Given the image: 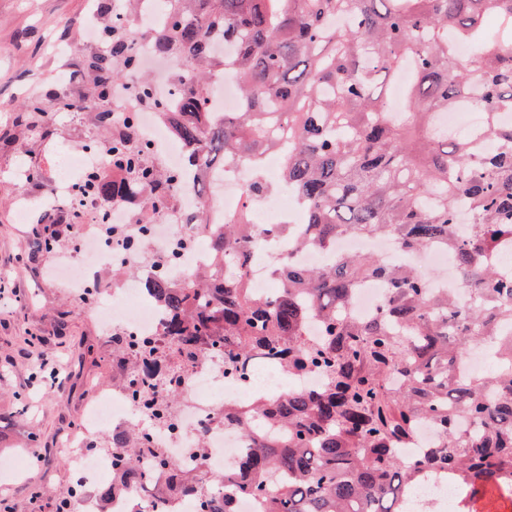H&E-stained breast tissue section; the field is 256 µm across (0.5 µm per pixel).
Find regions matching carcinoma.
Returning <instances> with one entry per match:
<instances>
[{
    "instance_id": "carcinoma-1",
    "label": "carcinoma",
    "mask_w": 512,
    "mask_h": 512,
    "mask_svg": "<svg viewBox=\"0 0 512 512\" xmlns=\"http://www.w3.org/2000/svg\"><path fill=\"white\" fill-rule=\"evenodd\" d=\"M158 2L167 25L152 37L155 51L194 69L180 103L191 116L180 137L198 147L188 163L217 171L248 157L257 167L285 141L281 182L305 211L310 244L329 252L343 231L389 234L410 252L434 243L454 252L468 288L457 304L432 296L419 271L354 255L319 269L290 263L277 270L276 297L259 299L244 281L248 214L229 219L212 241L224 261L222 303L211 305L204 277L157 289L167 335L186 348L224 344L230 369L262 353L296 371L316 367L325 383L255 407L253 447L224 482L258 499L261 512H406V495L428 477L459 486V512H477L482 490L512 498V335H499L512 328V278L487 258L512 251V121H502L512 115V0ZM110 24L109 54L86 62L104 132L112 85L132 66L128 34ZM403 69L413 80L393 113L379 84ZM227 70L238 74L243 109L220 124L198 122L211 81ZM49 100L25 106L31 145L53 128L49 109L69 108L61 88ZM465 102L485 113L468 136L439 120ZM416 128L431 134L420 154L409 147ZM140 152L128 135L112 146V162L133 182L147 175ZM172 180L160 171L144 187L152 208L164 205ZM370 278L385 282L388 299L379 317L359 321L346 308ZM312 319L324 330L313 343L303 335ZM489 339L501 349L494 368L463 373L466 352ZM420 412L447 441L409 460L398 444ZM140 451L133 433L116 465L136 470ZM156 462L174 473L166 492L193 491L174 460Z\"/></svg>"
}]
</instances>
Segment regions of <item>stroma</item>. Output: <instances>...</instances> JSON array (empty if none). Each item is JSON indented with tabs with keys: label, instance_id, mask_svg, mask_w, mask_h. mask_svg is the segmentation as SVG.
Returning a JSON list of instances; mask_svg holds the SVG:
<instances>
[{
	"label": "stroma",
	"instance_id": "obj_1",
	"mask_svg": "<svg viewBox=\"0 0 512 512\" xmlns=\"http://www.w3.org/2000/svg\"><path fill=\"white\" fill-rule=\"evenodd\" d=\"M92 0H0V433L20 437L37 432L40 448H15L23 471L0 479V495L14 512H31L32 486L60 490L71 471L58 446L74 434L80 411L94 385L111 384L112 340L92 311L61 282L47 274L50 255L31 254V227L15 220L16 198L26 187L50 191L51 176L41 171L26 182L13 152L24 131V106L58 87L87 89L82 45ZM56 358L68 377L61 395L29 388L37 366L19 352L31 339Z\"/></svg>",
	"mask_w": 512,
	"mask_h": 512
}]
</instances>
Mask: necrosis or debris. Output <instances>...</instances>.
Returning <instances> with one entry per match:
<instances>
[{
	"instance_id": "1",
	"label": "necrosis or debris",
	"mask_w": 512,
	"mask_h": 512,
	"mask_svg": "<svg viewBox=\"0 0 512 512\" xmlns=\"http://www.w3.org/2000/svg\"><path fill=\"white\" fill-rule=\"evenodd\" d=\"M136 19L141 32L130 51L138 64L127 71L119 91L112 93V109L135 116L136 130L155 164L179 171L166 206L148 209L140 191L126 194L111 206L102 205L94 189L88 188L89 179L119 184L124 172L108 164L106 150L89 127L84 110L73 114L74 149L60 153L51 143L19 147L20 153L37 161L48 154L55 157L52 191L39 196L38 202L61 218L71 245L64 263L53 268V276L62 278L85 304L110 311L103 330L122 335L126 343L124 357L112 364L120 374L119 384L98 390L85 410L81 435L65 442L74 474L66 494L68 512H100L94 488L103 475L116 473L112 450L94 448V433L115 438L135 430L142 433L151 447L175 459L181 472L199 482L197 491L166 500V512H198L202 497L223 494L224 474L236 469L249 446L230 412L251 409L289 390L306 391L323 384L321 371L292 372L275 358L257 357L230 370L224 365L222 347H197L191 360L171 347L165 327L168 311L153 293L154 283L162 279L173 287L201 271L214 279L222 276L220 263L203 243L199 225L190 223V216L207 201L217 217L229 218L246 209L253 223H265L270 214L276 222L285 223L293 219L299 204L295 194L285 190L247 198L244 190L253 172L238 161L226 162L220 172L186 170L189 147L173 134L182 119L180 85L161 68L151 48V33L163 20L155 0H138ZM149 70L155 73L151 85L161 102L157 108L139 102L141 78ZM335 252L372 253L385 262L421 270L435 267L439 274L430 279V288L457 297L462 294L455 257L441 247L407 253L389 236L361 238L343 233L336 238ZM276 257L303 267L327 260L326 253L282 236L262 242L247 263L246 282L252 295L271 296ZM131 265L140 270L137 279L103 282L102 271ZM175 392L180 395L176 401L171 398ZM139 471L136 477L121 476L124 489L113 495L111 512H151L158 489L171 482L169 471L156 466L152 458H144Z\"/></svg>"
}]
</instances>
